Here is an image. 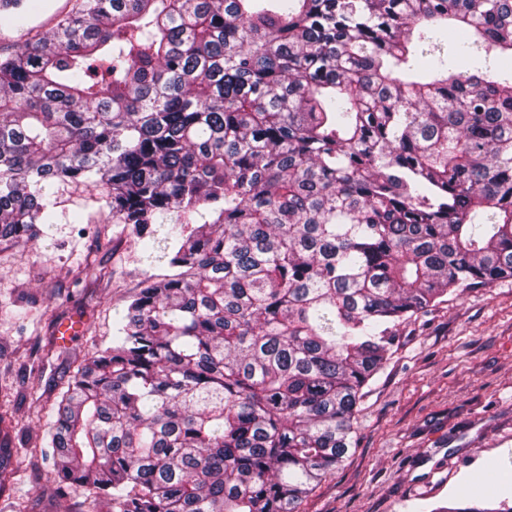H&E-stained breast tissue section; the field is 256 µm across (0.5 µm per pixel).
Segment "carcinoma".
<instances>
[{"mask_svg": "<svg viewBox=\"0 0 512 512\" xmlns=\"http://www.w3.org/2000/svg\"><path fill=\"white\" fill-rule=\"evenodd\" d=\"M505 57L512 0H77L3 54L1 244L70 183L148 251L181 226L51 408L58 488L301 512L397 327L512 277Z\"/></svg>", "mask_w": 512, "mask_h": 512, "instance_id": "1", "label": "carcinoma"}]
</instances>
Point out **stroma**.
Segmentation results:
<instances>
[{"instance_id": "35a3bbf8", "label": "stroma", "mask_w": 512, "mask_h": 512, "mask_svg": "<svg viewBox=\"0 0 512 512\" xmlns=\"http://www.w3.org/2000/svg\"><path fill=\"white\" fill-rule=\"evenodd\" d=\"M28 28L0 19V53L51 32L76 0H25ZM55 223L36 241L0 245V391L11 425L0 429V466L16 477L0 512L22 501L29 512H108L81 487L58 495L43 475L49 409L79 364L111 343L127 305L149 276L169 274L143 251L132 225L107 217L97 190L61 188ZM84 220L75 224L73 213ZM90 268L92 277L78 278ZM84 322L57 340L60 322ZM56 339V352L45 345ZM39 376L37 393L27 383ZM357 441L302 512H426L457 499L512 501V278L451 294L412 316L356 407Z\"/></svg>"}]
</instances>
